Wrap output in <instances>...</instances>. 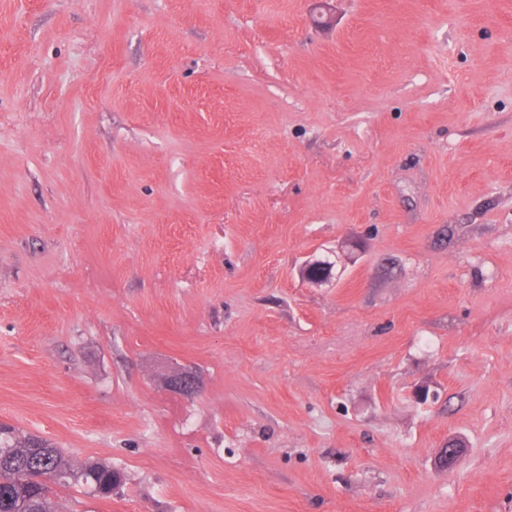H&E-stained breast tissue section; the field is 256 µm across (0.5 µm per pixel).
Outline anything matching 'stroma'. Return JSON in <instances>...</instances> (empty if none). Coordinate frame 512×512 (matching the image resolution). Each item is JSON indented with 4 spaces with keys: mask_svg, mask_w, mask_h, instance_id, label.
<instances>
[{
    "mask_svg": "<svg viewBox=\"0 0 512 512\" xmlns=\"http://www.w3.org/2000/svg\"><path fill=\"white\" fill-rule=\"evenodd\" d=\"M312 3L0 0V423L126 475L60 512H512V0ZM164 384L170 391L178 392L186 399L197 397L202 391V382L192 370L177 369L165 378Z\"/></svg>",
    "mask_w": 512,
    "mask_h": 512,
    "instance_id": "stroma-1",
    "label": "stroma"
}]
</instances>
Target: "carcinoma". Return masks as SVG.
<instances>
[{
  "mask_svg": "<svg viewBox=\"0 0 512 512\" xmlns=\"http://www.w3.org/2000/svg\"><path fill=\"white\" fill-rule=\"evenodd\" d=\"M43 475L54 485L82 486L100 498L122 483L121 473L104 462L75 465L48 441L0 424V512H58L52 489L39 482Z\"/></svg>",
  "mask_w": 512,
  "mask_h": 512,
  "instance_id": "carcinoma-1",
  "label": "carcinoma"
}]
</instances>
